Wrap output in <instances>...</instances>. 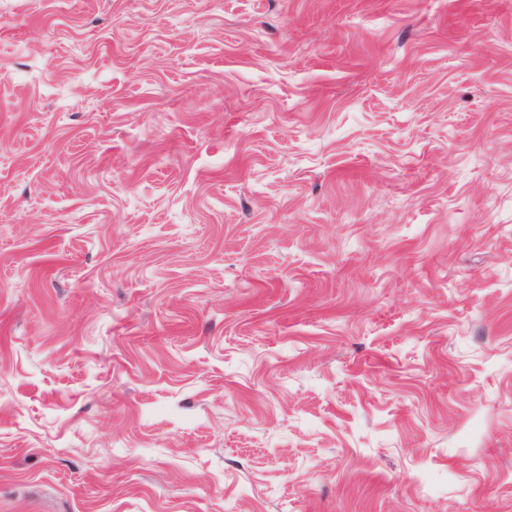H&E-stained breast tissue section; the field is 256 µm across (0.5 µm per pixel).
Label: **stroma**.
<instances>
[{"mask_svg": "<svg viewBox=\"0 0 512 512\" xmlns=\"http://www.w3.org/2000/svg\"><path fill=\"white\" fill-rule=\"evenodd\" d=\"M0 512H512V0H0Z\"/></svg>", "mask_w": 512, "mask_h": 512, "instance_id": "1", "label": "stroma"}]
</instances>
